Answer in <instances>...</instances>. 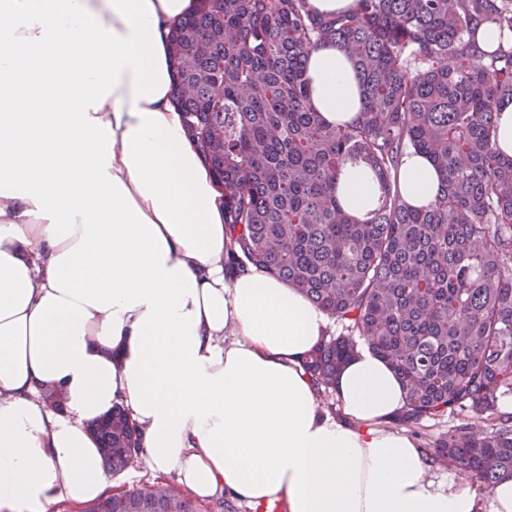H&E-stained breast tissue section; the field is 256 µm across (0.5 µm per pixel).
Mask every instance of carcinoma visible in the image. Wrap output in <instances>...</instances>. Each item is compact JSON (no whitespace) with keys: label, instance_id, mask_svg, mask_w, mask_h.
Instances as JSON below:
<instances>
[{"label":"carcinoma","instance_id":"obj_1","mask_svg":"<svg viewBox=\"0 0 512 512\" xmlns=\"http://www.w3.org/2000/svg\"><path fill=\"white\" fill-rule=\"evenodd\" d=\"M484 23L499 30L491 51L476 42ZM324 42L361 84L349 124L326 123L309 102L305 63ZM170 46L174 99L224 195L230 266L282 280L345 329L303 360L317 388L334 385L360 338L402 383L398 421L492 411L512 391V158L494 121L512 103V0H354L336 16L309 0H197ZM409 146L440 176L422 208L398 189ZM358 158L382 190L366 220L336 197ZM93 433L112 473L131 466L140 432L125 408ZM434 460L494 487L512 475V417L449 432ZM86 512L195 510L148 486Z\"/></svg>","mask_w":512,"mask_h":512}]
</instances>
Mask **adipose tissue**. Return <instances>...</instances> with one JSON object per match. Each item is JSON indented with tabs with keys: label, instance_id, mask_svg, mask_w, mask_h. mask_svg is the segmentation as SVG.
<instances>
[{
	"label": "adipose tissue",
	"instance_id": "obj_1",
	"mask_svg": "<svg viewBox=\"0 0 512 512\" xmlns=\"http://www.w3.org/2000/svg\"><path fill=\"white\" fill-rule=\"evenodd\" d=\"M196 0H0V512H55L114 479L91 423L125 407L154 476L288 512H478L406 434L392 369L363 348L339 372L345 421L302 358L327 318L267 273L227 266L224 196L172 103L168 34ZM312 106L356 119L360 83L311 51ZM414 207L440 189L405 149ZM381 188L348 161L336 196L368 218Z\"/></svg>",
	"mask_w": 512,
	"mask_h": 512
}]
</instances>
